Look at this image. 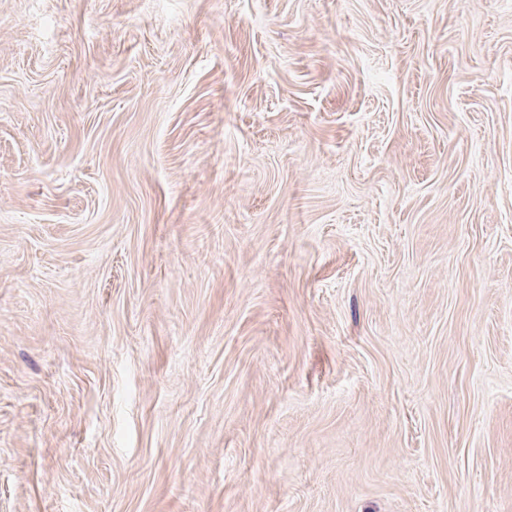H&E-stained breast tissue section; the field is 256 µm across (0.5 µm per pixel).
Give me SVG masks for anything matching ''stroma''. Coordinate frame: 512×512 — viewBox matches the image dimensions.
<instances>
[{"label": "stroma", "mask_w": 512, "mask_h": 512, "mask_svg": "<svg viewBox=\"0 0 512 512\" xmlns=\"http://www.w3.org/2000/svg\"><path fill=\"white\" fill-rule=\"evenodd\" d=\"M0 512H512V0H0Z\"/></svg>", "instance_id": "35a3bbf8"}]
</instances>
